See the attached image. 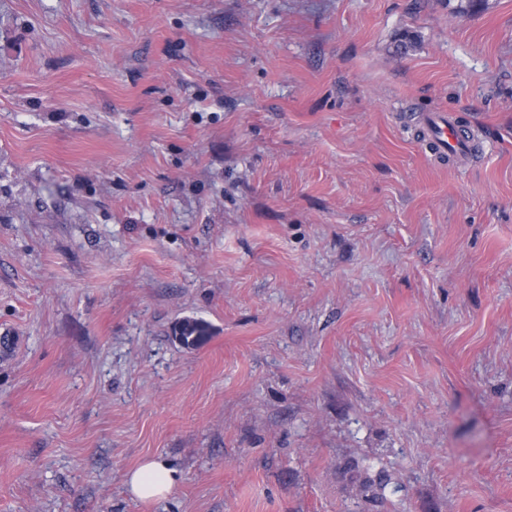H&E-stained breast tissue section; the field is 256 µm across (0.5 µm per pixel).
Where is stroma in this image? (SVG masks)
<instances>
[{
  "label": "stroma",
  "instance_id": "stroma-1",
  "mask_svg": "<svg viewBox=\"0 0 512 512\" xmlns=\"http://www.w3.org/2000/svg\"><path fill=\"white\" fill-rule=\"evenodd\" d=\"M3 337L0 512H512V0H0ZM420 134L431 155L448 163L467 155L475 144L474 136L462 131L449 113L423 117ZM178 483L177 471L160 459L149 458L126 476V487L132 497L161 500L172 494Z\"/></svg>",
  "mask_w": 512,
  "mask_h": 512
}]
</instances>
